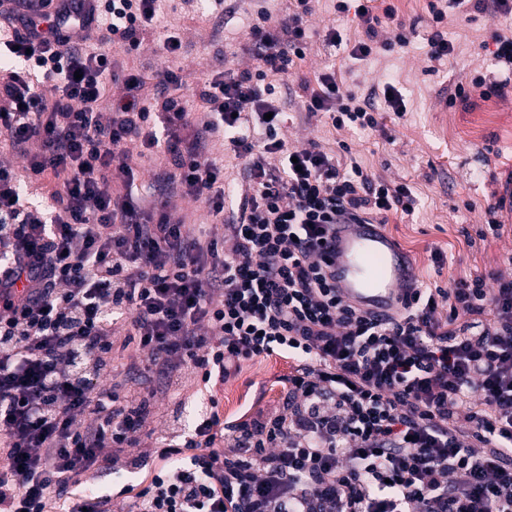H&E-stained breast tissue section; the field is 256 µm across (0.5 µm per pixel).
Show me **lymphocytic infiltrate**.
<instances>
[{"instance_id":"f902f5d3","label":"lymphocytic infiltrate","mask_w":512,"mask_h":512,"mask_svg":"<svg viewBox=\"0 0 512 512\" xmlns=\"http://www.w3.org/2000/svg\"><path fill=\"white\" fill-rule=\"evenodd\" d=\"M296 2L272 30L259 13L256 67L206 77L195 112L173 72L128 70L107 51L138 49L164 0H96L84 52L63 0L38 21L27 0L0 6V45L25 63L0 67V150L57 184L52 212L24 205L0 157V512H115L94 483L104 471L145 473L122 492L128 512H512V278L420 288L384 320L342 298L323 250L331 224L409 215L417 199L280 138L276 87L304 60L313 14ZM337 10L366 27L349 51L359 61L394 16ZM303 105L338 128L378 124L331 69ZM228 151L248 193L226 189ZM146 174L145 210L133 190ZM164 185L207 204L222 234L173 218ZM120 322L139 392L112 386ZM277 355L291 369L276 405L228 422L210 399L191 430L140 452L156 395L179 377L207 390Z\"/></svg>"}]
</instances>
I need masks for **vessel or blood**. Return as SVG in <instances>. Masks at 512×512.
<instances>
[{"instance_id": "b4317fda", "label": "vessel or blood", "mask_w": 512, "mask_h": 512, "mask_svg": "<svg viewBox=\"0 0 512 512\" xmlns=\"http://www.w3.org/2000/svg\"><path fill=\"white\" fill-rule=\"evenodd\" d=\"M325 249L342 297L378 317L394 315L417 284L409 254L382 225H333Z\"/></svg>"}]
</instances>
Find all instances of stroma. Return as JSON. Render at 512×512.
<instances>
[{"instance_id":"1","label":"stroma","mask_w":512,"mask_h":512,"mask_svg":"<svg viewBox=\"0 0 512 512\" xmlns=\"http://www.w3.org/2000/svg\"><path fill=\"white\" fill-rule=\"evenodd\" d=\"M335 2L316 0L306 56L288 73L281 130L287 146L302 148L315 141L337 154L346 144L367 173L411 187L417 198L414 214L389 215L386 229L412 254L420 287H445L476 272L512 274L507 262L512 256V215L495 207L502 185L512 183V69L484 48L494 34L512 32V17L487 10L465 14L448 10L440 29L454 51L433 62L426 44L430 0H387L395 9L396 23L381 28L379 36L389 38L401 30L407 42L357 61L347 49L365 39V27L354 14L335 12ZM289 5V0H227L229 16L201 19L189 16L181 0H168L156 30L145 33L139 49L130 52L117 43L110 51L117 62L137 69L171 70L193 89L225 68H254L256 61L247 51L249 22L260 10L267 11L271 21H279ZM172 25L180 29L182 48L168 57L159 49L158 34ZM331 25L341 29L342 46L326 45L325 29ZM330 68L361 96L393 85L406 105L403 116L387 112L380 98L373 101L378 124L372 129H337L328 117L308 115L297 95L298 86ZM502 81L507 84L503 95L484 98L486 87ZM460 84L468 92L467 102L445 106L447 93ZM492 217L503 225L501 236L481 237ZM437 252L444 257L443 265L432 260ZM287 372L288 361L279 356L246 363L220 392L225 418L234 420L277 402ZM204 401L188 381L158 396L141 448H153L156 435L172 421L191 425Z\"/></svg>"}]
</instances>
